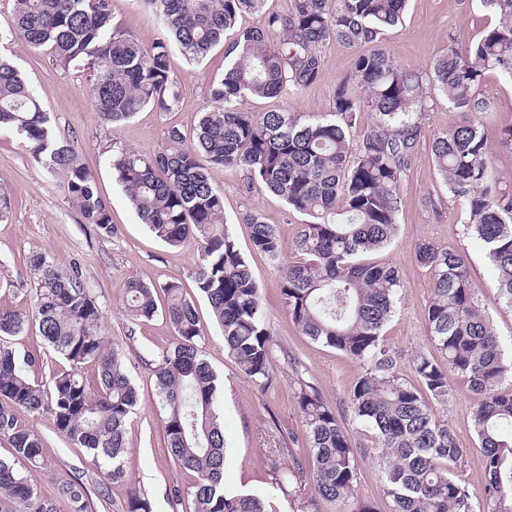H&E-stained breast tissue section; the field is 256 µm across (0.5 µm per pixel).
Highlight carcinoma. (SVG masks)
<instances>
[{"mask_svg":"<svg viewBox=\"0 0 512 512\" xmlns=\"http://www.w3.org/2000/svg\"><path fill=\"white\" fill-rule=\"evenodd\" d=\"M141 2L162 23L161 37L149 47L113 23L112 0H16L11 37L30 49L49 50L64 70L85 71L95 107L112 125L149 105L162 112L178 106L171 45L197 62L225 45L228 63L210 88L193 142L171 127L156 154L114 145L109 164L155 237L170 247L197 245L196 286L223 332L227 353L251 381L271 380L273 336L248 260L227 227L212 168L245 172L249 191L274 193L307 216L294 243L296 259L285 264L276 225L250 212L252 248L281 268L288 315L300 332L363 366L349 408L372 427L387 458L391 512H512V361L503 357L467 260L429 243L415 250L418 263L431 271L426 315L444 362L416 354L412 381L399 375L381 335L403 288L400 270L364 260L397 234L403 182L422 137L428 87L434 86L463 115L459 124L432 134L437 170L448 195L468 202L467 230L482 243L500 293L512 305V185L495 170L477 121L489 110L479 92L487 73L512 78V0H481L498 21L464 48L448 45L421 71L402 69L378 44L381 32L400 20L407 0H290L284 14L264 13L265 0ZM244 12L261 15L262 23L238 29ZM333 41L352 49L354 57L326 116L303 120L295 112L243 107L246 98L298 94L317 82L322 47ZM366 116L370 125L353 146L350 132ZM2 127L21 136L34 158L59 177L82 223L100 236L112 235L109 210L74 143L55 132L21 72L0 59ZM28 263L35 284L31 308L25 314L0 308V439L13 449L12 460L0 459V512H56L20 472L43 463L44 443L18 410L49 417L58 433L86 449L104 478L117 482L126 479V423L139 401L121 353L108 346L101 310L78 267L61 272L42 253ZM161 289L167 295L163 314L177 334L154 370L162 423L170 455L193 475L187 487L172 485L169 496L177 504L190 497L193 512H268L262 496L224 487L219 388L199 346L195 301L178 282ZM155 292V285L141 280L126 283L122 302L130 319L146 321L158 313ZM27 326L68 364L46 385L31 378L44 370L43 358L4 340ZM88 364L97 368L92 381L84 375ZM451 373L465 378L476 395L472 420L485 461L477 511L455 473L463 449L430 408L432 401L448 402ZM296 398L316 493L336 512H374L355 493L358 448L335 410L307 382L300 383ZM61 494L71 512H88L80 478L63 483ZM126 512H153V502L134 489Z\"/></svg>","mask_w":512,"mask_h":512,"instance_id":"cac0c4a2","label":"carcinoma"}]
</instances>
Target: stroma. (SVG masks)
Listing matches in <instances>:
<instances>
[{
	"label": "stroma",
	"mask_w": 512,
	"mask_h": 512,
	"mask_svg": "<svg viewBox=\"0 0 512 512\" xmlns=\"http://www.w3.org/2000/svg\"><path fill=\"white\" fill-rule=\"evenodd\" d=\"M13 5L14 0H0V56L8 58L27 78L55 130L78 146L109 207L114 233L102 237L92 225L82 223L58 178L33 158L20 136L0 130V188L8 191L12 203L8 219L0 221V306L28 311L34 283L26 260L33 254H48L62 271L79 267L101 309L109 344L121 352L140 398L126 427L127 478L117 483L106 482L84 449L60 435L48 417L22 414V421L32 426L44 443L43 465L24 472L28 483L52 500L57 512H71L59 488L76 475L87 489L89 512H124L134 487L148 494L154 512H192L191 502L176 505L168 497L173 483L189 485L192 475L175 465L168 452L153 373L159 355L173 347L176 332L163 315L136 323L128 319L122 306V290L129 280L157 286L178 281L195 299L202 329L200 345L222 387L225 485L264 496L274 512H330V505L315 492L312 461L306 456L296 398L299 382L306 381L335 408L340 423L361 450L358 498L369 501L375 512H390L383 480L385 459L372 430L348 407V395L361 367L342 352L315 343L296 329L281 292L280 272L265 255L253 250L250 228L244 219L247 212L256 209L268 223L276 225L285 248L283 258L288 261L293 257L291 246L303 222L302 215L289 211L273 193L248 191L242 172L221 168L210 171L212 182L224 195V215L230 230L259 285L265 323L274 339L273 378L268 385L259 386L247 379L225 352L224 336L207 301L199 295L194 283L196 246L172 248L155 238L138 220L108 164L113 144L149 155L159 151L169 127L192 135L209 100L212 83L224 73L223 47H215L198 63L189 62L178 49H171L170 75L180 91L178 106L170 112L148 106L113 126L96 112L91 84L84 73L61 69L49 51L30 50L11 41ZM112 13L115 23L132 32L143 45H151L161 34L157 21L139 0H112ZM494 21V15L479 0H408L400 22L386 28L381 41L402 69L419 71L449 44L466 46ZM322 56L319 80L302 93L249 98L245 108L252 112L288 109L307 118L325 115L337 83L351 70L353 53L333 42L324 47ZM480 92L491 104L482 123L491 144L493 165L503 180L512 182V145L501 138L503 130L512 127V79L488 73ZM403 193L405 203L394 241L369 256L370 261L396 265L402 275L401 297L383 329L397 360V371L411 377L414 356L436 352L426 317L430 273L415 259L416 246L428 242L467 255L481 304L493 321L505 356H512V305L502 297L481 244L467 234L466 204L449 196L437 174L428 141H421L411 161ZM474 401L468 382L453 375L449 378L447 404H434L433 410L458 438L463 456L456 474L472 504L478 505L484 495L485 469L471 417ZM286 470L292 477L282 488L277 481Z\"/></svg>",
	"instance_id": "obj_1"
}]
</instances>
